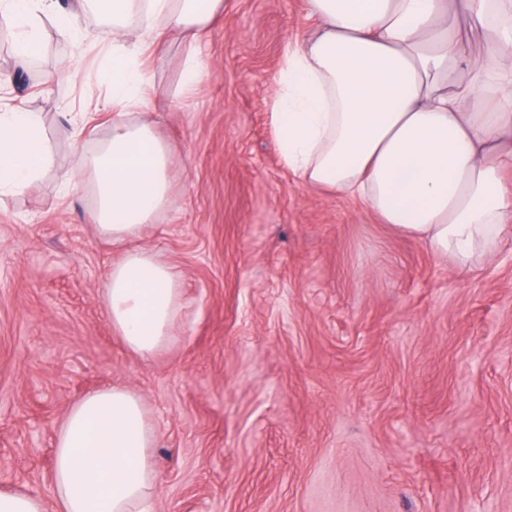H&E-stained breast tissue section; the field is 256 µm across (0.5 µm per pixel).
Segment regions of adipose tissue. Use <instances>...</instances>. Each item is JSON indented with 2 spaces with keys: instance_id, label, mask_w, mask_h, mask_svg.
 <instances>
[{
  "instance_id": "1",
  "label": "adipose tissue",
  "mask_w": 512,
  "mask_h": 512,
  "mask_svg": "<svg viewBox=\"0 0 512 512\" xmlns=\"http://www.w3.org/2000/svg\"><path fill=\"white\" fill-rule=\"evenodd\" d=\"M317 22L286 51L272 96L276 145L303 183L361 199L381 223L453 257L468 272L512 236V0H306ZM224 0H0L20 31L15 55L42 51L41 21L61 35L88 10L111 23L108 135L75 151L71 188L91 186L98 234L126 244L102 289L112 329L147 358L170 339L181 307L179 274L133 247L169 200L171 149L142 112L147 81L125 28L161 43L177 33L189 53L184 84L204 68L196 48ZM478 18L487 37L460 36ZM39 116L0 112V194L20 192L51 167ZM155 428L140 396L113 386L76 401L59 424L50 495L55 512H151L158 493Z\"/></svg>"
}]
</instances>
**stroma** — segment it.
I'll list each match as a JSON object with an SVG mask.
<instances>
[{"label": "stroma", "mask_w": 512, "mask_h": 512, "mask_svg": "<svg viewBox=\"0 0 512 512\" xmlns=\"http://www.w3.org/2000/svg\"><path fill=\"white\" fill-rule=\"evenodd\" d=\"M311 26L304 0H224L190 91L184 46L147 62L173 190L135 245L185 300L147 359L101 300L122 250L62 182L112 122V30L44 21L33 68L0 47V107L41 113L54 160L0 196V492L46 494L64 414L118 385L155 424V512H512V238L462 274L283 165L272 95Z\"/></svg>", "instance_id": "1"}]
</instances>
